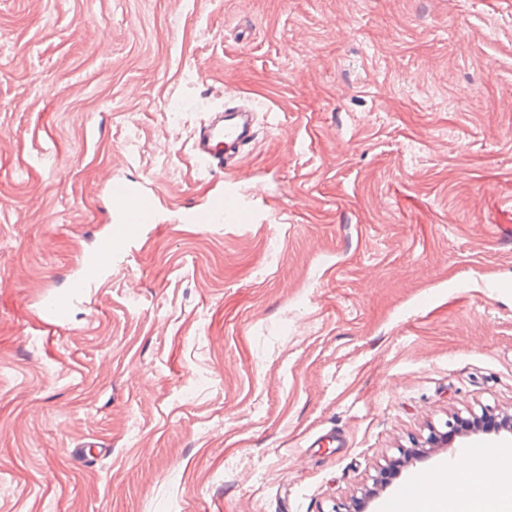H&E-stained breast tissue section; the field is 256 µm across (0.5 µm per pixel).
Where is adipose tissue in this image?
Segmentation results:
<instances>
[{"label":"adipose tissue","mask_w":512,"mask_h":512,"mask_svg":"<svg viewBox=\"0 0 512 512\" xmlns=\"http://www.w3.org/2000/svg\"><path fill=\"white\" fill-rule=\"evenodd\" d=\"M492 464L496 477L488 485L471 471L430 480L419 493L421 512H512V453L495 455Z\"/></svg>","instance_id":"1"}]
</instances>
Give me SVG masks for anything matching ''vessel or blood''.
<instances>
[{"label":"vessel or blood","instance_id":"b4317fda","mask_svg":"<svg viewBox=\"0 0 512 512\" xmlns=\"http://www.w3.org/2000/svg\"><path fill=\"white\" fill-rule=\"evenodd\" d=\"M255 116L254 110L229 106L213 113L201 126L194 142L198 160L207 169H223L230 159V151L241 149L253 141ZM110 206L113 222L108 236L86 258L82 273L71 285L68 300L49 304L46 310L49 327L58 328L65 324L70 304L86 298L109 278L113 265L128 258L140 240L141 224L155 210L156 202L152 196L135 191L130 183L116 182L110 188ZM193 217L202 224H220L227 220L246 221L249 213L238 197L230 194L213 199L205 209L194 212ZM483 452L482 442H471L460 450L457 457L449 460L448 474L472 469ZM430 478V473L419 471L410 480L395 484L390 494L380 502L379 512H417L418 489Z\"/></svg>","mask_w":512,"mask_h":512}]
</instances>
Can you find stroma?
I'll return each mask as SVG.
<instances>
[{
	"instance_id": "stroma-1",
	"label": "stroma",
	"mask_w": 512,
	"mask_h": 512,
	"mask_svg": "<svg viewBox=\"0 0 512 512\" xmlns=\"http://www.w3.org/2000/svg\"><path fill=\"white\" fill-rule=\"evenodd\" d=\"M228 96L255 139L210 171ZM117 181L154 220L48 328ZM241 189L248 221L188 222ZM485 410L512 416V0H0V512H376Z\"/></svg>"
}]
</instances>
